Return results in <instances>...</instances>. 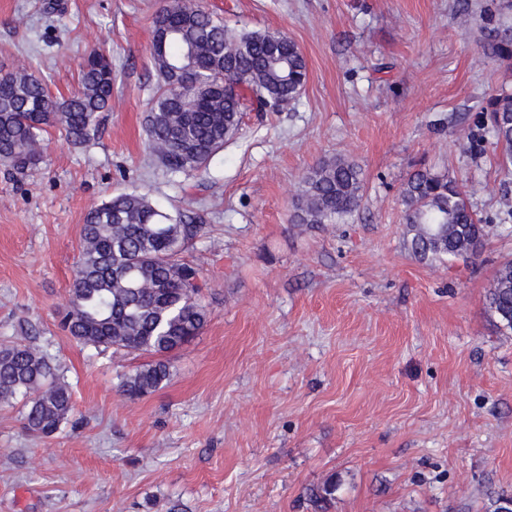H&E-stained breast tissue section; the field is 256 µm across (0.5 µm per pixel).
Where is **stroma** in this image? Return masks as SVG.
<instances>
[{"instance_id": "1", "label": "stroma", "mask_w": 512, "mask_h": 512, "mask_svg": "<svg viewBox=\"0 0 512 512\" xmlns=\"http://www.w3.org/2000/svg\"><path fill=\"white\" fill-rule=\"evenodd\" d=\"M0 0V76L17 61L66 96L94 49L112 60V102L91 142L44 135L24 176L0 166V337L28 336L69 384L52 438L0 406V512H486L512 493V332L485 305L512 261V174L467 148L485 96L512 87L486 56L492 0H200L229 27L294 41L299 99L245 112L203 167L167 171L146 147L157 81L152 18L167 0ZM341 155L365 178L343 224L291 221L302 173ZM425 160L464 184L492 232L474 264L405 247L400 190ZM147 195L201 231L202 333L171 375L130 401L118 384L144 356L74 342L61 328L90 205Z\"/></svg>"}]
</instances>
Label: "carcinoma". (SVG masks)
Masks as SVG:
<instances>
[{
  "mask_svg": "<svg viewBox=\"0 0 512 512\" xmlns=\"http://www.w3.org/2000/svg\"><path fill=\"white\" fill-rule=\"evenodd\" d=\"M512 8L504 0L484 10V51L512 63V26L497 13ZM173 28L164 50L151 52L158 82L146 116L147 143L170 172L205 165L237 131L249 107L279 112L296 101L308 77L297 44L278 32L228 28L199 0H170L158 10L153 29ZM237 85L224 94V80ZM112 101V60L97 51L81 64L80 85L68 97H55L48 80L19 64L0 78V165L24 175L43 160V132L57 126L66 140L83 145L95 138L100 114ZM477 123L501 147L498 165L512 170V90L484 101ZM361 168L336 156L301 178L295 202L296 224H339L360 206ZM401 201L407 249L420 260L456 261L483 247L487 225L473 211L462 185L431 168L410 172ZM200 231L155 205L147 196L121 193L94 203L82 226L68 310L60 319L76 342L114 354H146L151 360L124 375L121 394L130 400L155 392L170 376L168 355L200 335L209 318L199 294L200 270L183 257ZM486 305L512 330V262L504 264L488 289ZM25 399L24 427L48 438L70 420L69 385L53 359L32 342L0 344V404ZM336 484L307 493L309 505L323 512Z\"/></svg>",
  "mask_w": 512,
  "mask_h": 512,
  "instance_id": "cac0c4a2",
  "label": "carcinoma"
}]
</instances>
